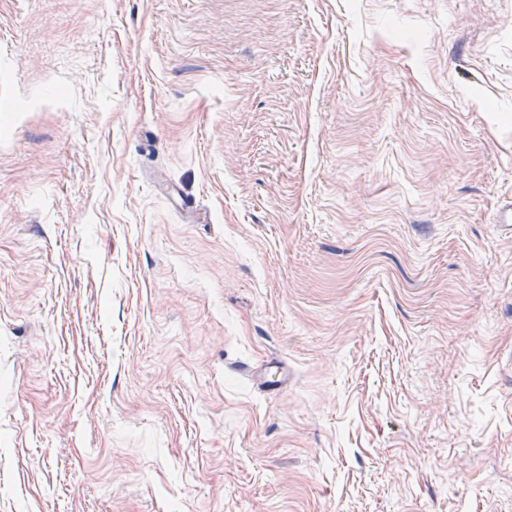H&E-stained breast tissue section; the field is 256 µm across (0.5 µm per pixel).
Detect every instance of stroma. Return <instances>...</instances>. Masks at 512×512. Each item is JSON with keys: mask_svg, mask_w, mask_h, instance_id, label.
<instances>
[{"mask_svg": "<svg viewBox=\"0 0 512 512\" xmlns=\"http://www.w3.org/2000/svg\"><path fill=\"white\" fill-rule=\"evenodd\" d=\"M2 102L0 512H512V0H0ZM241 372L264 392H279L288 382V372L279 361H271L256 368L247 366Z\"/></svg>", "mask_w": 512, "mask_h": 512, "instance_id": "obj_1", "label": "stroma"}]
</instances>
